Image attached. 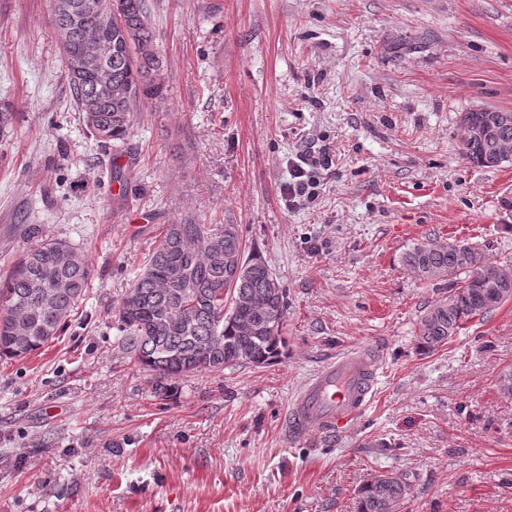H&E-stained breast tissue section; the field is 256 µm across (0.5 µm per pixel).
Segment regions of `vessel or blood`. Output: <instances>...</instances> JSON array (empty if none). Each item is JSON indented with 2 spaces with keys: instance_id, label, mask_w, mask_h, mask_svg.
<instances>
[{
  "instance_id": "b4317fda",
  "label": "vessel or blood",
  "mask_w": 512,
  "mask_h": 512,
  "mask_svg": "<svg viewBox=\"0 0 512 512\" xmlns=\"http://www.w3.org/2000/svg\"><path fill=\"white\" fill-rule=\"evenodd\" d=\"M378 368L375 350L353 348L313 374L297 391L286 417L288 436L345 433L368 407Z\"/></svg>"
}]
</instances>
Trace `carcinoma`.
Returning <instances> with one entry per match:
<instances>
[{"mask_svg": "<svg viewBox=\"0 0 512 512\" xmlns=\"http://www.w3.org/2000/svg\"><path fill=\"white\" fill-rule=\"evenodd\" d=\"M79 7L71 46L79 51L82 31L96 22L92 0ZM120 21L112 25V55L90 59L81 73L67 69L85 126L98 144L126 143L140 103L162 95L164 79L157 37L148 22V0H116ZM112 84V99L97 85ZM497 108L461 113L462 126L480 123L498 141L512 143V121ZM461 156L480 168H496L491 144L461 141ZM28 243L0 280V356L25 358L61 333L89 288L93 269L79 245L51 239L32 227ZM424 280L446 278L448 295L427 307L414 330L418 348L433 353L464 324L512 299V265L488 261L466 239L416 243L401 257ZM286 288L257 256L245 255L237 224H167L118 310L119 346L155 377V394L168 400L176 380L201 371L246 363L260 367L285 346ZM411 477L381 473L358 491L357 512H399Z\"/></svg>", "mask_w": 512, "mask_h": 512, "instance_id": "carcinoma-1", "label": "carcinoma"}]
</instances>
